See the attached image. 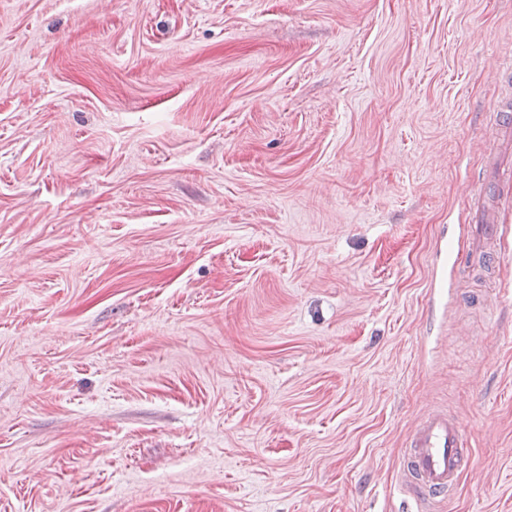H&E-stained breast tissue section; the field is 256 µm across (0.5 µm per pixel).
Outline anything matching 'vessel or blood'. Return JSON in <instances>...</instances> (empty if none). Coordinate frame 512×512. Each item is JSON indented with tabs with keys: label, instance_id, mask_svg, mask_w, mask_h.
I'll return each mask as SVG.
<instances>
[{
	"label": "vessel or blood",
	"instance_id": "b4317fda",
	"mask_svg": "<svg viewBox=\"0 0 512 512\" xmlns=\"http://www.w3.org/2000/svg\"><path fill=\"white\" fill-rule=\"evenodd\" d=\"M495 135L499 153L512 154V92L499 102ZM475 196L471 217L474 231L479 239H495L501 225L512 222V168L495 167L478 181ZM467 465L464 431L447 414L434 412L411 438L402 484L430 512H442L449 489L458 483Z\"/></svg>",
	"mask_w": 512,
	"mask_h": 512
}]
</instances>
